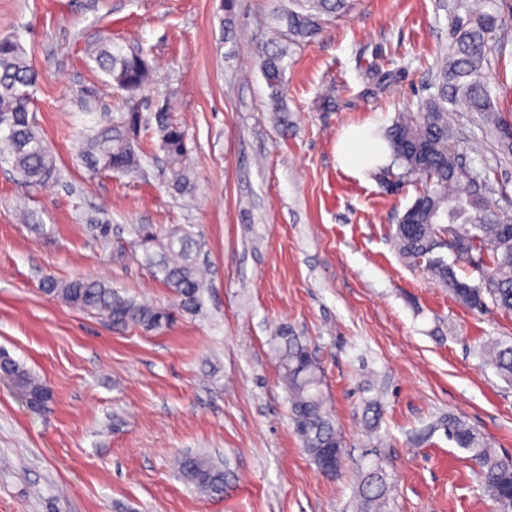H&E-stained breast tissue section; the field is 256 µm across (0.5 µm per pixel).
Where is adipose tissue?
<instances>
[{"mask_svg":"<svg viewBox=\"0 0 512 512\" xmlns=\"http://www.w3.org/2000/svg\"><path fill=\"white\" fill-rule=\"evenodd\" d=\"M390 148L377 130L367 123L344 129L336 142V161L348 174L361 178L388 162Z\"/></svg>","mask_w":512,"mask_h":512,"instance_id":"ef3b65f1","label":"adipose tissue"}]
</instances>
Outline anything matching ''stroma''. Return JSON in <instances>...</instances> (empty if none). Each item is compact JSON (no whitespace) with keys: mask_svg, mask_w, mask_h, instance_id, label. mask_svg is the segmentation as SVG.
I'll list each match as a JSON object with an SVG mask.
<instances>
[{"mask_svg":"<svg viewBox=\"0 0 512 512\" xmlns=\"http://www.w3.org/2000/svg\"><path fill=\"white\" fill-rule=\"evenodd\" d=\"M452 0H354L286 59L287 123L269 105L258 52L285 26L288 0H0V35L16 34L39 74L33 114L58 182L32 188L0 160V350L37 374L53 400L32 410L0 376V512H356L360 473L379 464L387 512H498L470 461L436 422L463 417L512 458V384L486 366L512 341V312H477L393 234L414 185L392 191L336 163V139L368 120L387 128L433 93ZM486 74L512 113V0ZM134 47L154 66L141 112L171 106L190 149L194 191H174L154 126L142 170L89 168L92 118L127 95L94 57ZM338 90L334 110L318 98ZM478 171L512 197V157L492 140ZM99 217L112 237L96 239ZM192 226L206 271L202 306L178 310L143 264L133 231ZM107 282L137 301L176 308L161 332L113 327L42 292L46 275ZM317 358L346 441L342 471L319 474L294 433L277 335ZM380 399L378 427L365 407ZM221 463L223 497L196 492L179 459Z\"/></svg>","mask_w":512,"mask_h":512,"instance_id":"stroma-1","label":"stroma"}]
</instances>
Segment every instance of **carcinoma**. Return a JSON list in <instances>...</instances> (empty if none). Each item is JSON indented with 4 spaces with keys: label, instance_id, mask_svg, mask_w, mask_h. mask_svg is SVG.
<instances>
[{
    "label": "carcinoma",
    "instance_id": "1",
    "mask_svg": "<svg viewBox=\"0 0 512 512\" xmlns=\"http://www.w3.org/2000/svg\"><path fill=\"white\" fill-rule=\"evenodd\" d=\"M299 10L282 16L288 39L306 42L322 30V16L347 13L351 0H293ZM454 13L451 41L440 70L434 76L436 92L398 118L384 137L391 148L392 165L399 173L387 176L402 184L412 182L418 195L398 217L394 239L404 258L426 261L427 269L466 307L484 311L488 305L512 312V213L493 199L495 189L487 175L467 164L456 149V130L448 119L452 112L470 114L471 122L490 133L506 157L512 156V119L496 106L484 79L490 41L499 29L496 11H485L473 3L459 0ZM287 51L274 42L259 55V67L270 89L272 111L281 113ZM97 62L112 82L130 94L126 111L118 117L104 116L85 141L83 158L92 169L128 173L140 166L137 141L143 116L135 104L136 96L153 81L154 71L139 51L114 52L110 47L97 51ZM37 73L19 39L0 37V158L11 163L25 183L46 187L57 177L55 159L35 124L30 106ZM159 148L172 172L175 191L192 192L186 171L188 147L185 132L173 122L167 110L154 113ZM137 246L144 261L162 283L178 298L187 312L201 308L202 275L192 254L198 243L183 227L168 232L163 239L138 230ZM466 265L478 273L473 284L458 277L456 268ZM43 291L69 305L97 312L115 327H139L160 331L173 322L167 307L137 302L98 280L74 278L60 280L48 276ZM282 379L287 387L295 432L302 448L322 469L323 450L334 448L346 454L344 438L336 426L323 392L319 364L309 346L298 336L281 333ZM486 364L512 382V344L493 343L485 352ZM0 375L12 380L30 408L46 405L51 392L8 352L0 351ZM448 441L468 453L483 491L501 512H512V460L498 454L479 431L460 417L448 415L437 422ZM184 481L207 497H221L227 486L224 469L201 455L187 454L179 460ZM387 488L375 474L363 477L358 486L359 512H383Z\"/></svg>",
    "mask_w": 512,
    "mask_h": 512
}]
</instances>
